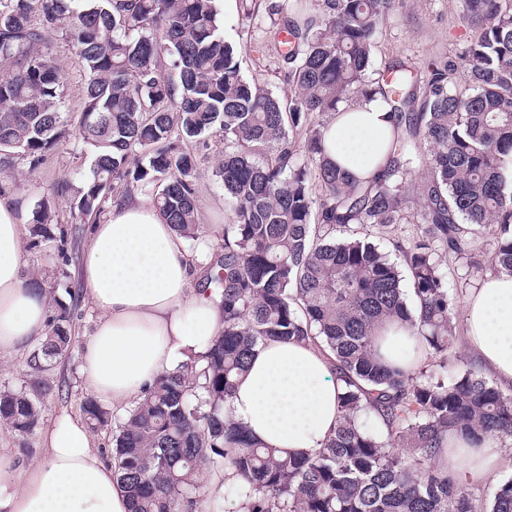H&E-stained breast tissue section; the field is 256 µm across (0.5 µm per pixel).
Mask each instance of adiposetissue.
<instances>
[{"label":"adipose tissue","mask_w":512,"mask_h":512,"mask_svg":"<svg viewBox=\"0 0 512 512\" xmlns=\"http://www.w3.org/2000/svg\"><path fill=\"white\" fill-rule=\"evenodd\" d=\"M393 131L381 98L358 100L327 122L325 154L351 174L368 176L384 163ZM209 259L208 251L189 252L158 209L138 197L112 205L94 224L80 277L99 316L83 342L81 373L113 407L138 401L158 376L200 359L223 330L220 295L194 286ZM25 265L14 207L0 198L1 355L45 330L46 296L28 285ZM463 317L483 368L502 387L512 386V275L486 273ZM341 390L321 349L272 341L255 352L224 415L281 455H304L335 429ZM44 444L43 458L25 468L0 448V512H129L125 489L98 457L81 418L59 416ZM447 460L449 472L465 482L481 481L503 464L494 437L479 450L449 452Z\"/></svg>","instance_id":"adipose-tissue-1"}]
</instances>
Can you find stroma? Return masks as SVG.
Wrapping results in <instances>:
<instances>
[{
	"mask_svg": "<svg viewBox=\"0 0 512 512\" xmlns=\"http://www.w3.org/2000/svg\"><path fill=\"white\" fill-rule=\"evenodd\" d=\"M292 0H221L224 36L236 45L241 71L253 85L288 99L294 88L288 80V67L283 60L285 47L275 31L281 18L291 11ZM477 29L464 19L463 0H392L391 8L380 22L373 44V77H381L389 64L404 61L414 80L426 83V63L430 58L455 57L463 44L474 39ZM49 50L64 79L66 110L78 116L84 89V74L76 51L64 40L53 38ZM209 154L197 176L198 222L202 227L198 239L187 240L186 247L195 252L207 248L220 252L224 226L229 221L225 206L224 186L216 175V165L224 155V142L218 132L208 135ZM89 167V158L81 151L63 149L49 155L37 168L28 164L0 173V195L10 199L23 230H30L33 211L46 201L62 228L68 229L67 249L82 256L90 243L92 218L75 213L68 200L52 196L50 188L58 180L80 181ZM49 244L25 247L28 270L39 271L45 290L68 284L75 305L72 331L77 342L69 356L51 364L45 376L51 390L44 398L38 427L22 437L0 426V448L9 449L22 464L37 461L42 452L46 429L61 414L80 415L81 404L91 396L80 373V342L88 336L98 317L84 293L79 264H65L49 254ZM489 245L478 249L474 263L448 259V286L462 297H469L489 270Z\"/></svg>",
	"mask_w": 512,
	"mask_h": 512,
	"instance_id": "35a3bbf8",
	"label": "stroma"
}]
</instances>
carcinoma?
Here are the masks:
<instances>
[{"label": "carcinoma", "instance_id": "obj_1", "mask_svg": "<svg viewBox=\"0 0 512 512\" xmlns=\"http://www.w3.org/2000/svg\"><path fill=\"white\" fill-rule=\"evenodd\" d=\"M464 4L481 33L455 60L431 59L421 92L401 63L392 80L370 78L391 0H319L313 15L284 17L296 87L285 102L244 78L215 0H0V170L35 168L71 141L89 169L78 183H55L53 195L99 216L150 190L194 239L199 150L207 132L224 136L216 176L232 223L199 282L221 295L224 330L203 365L157 378L117 425L96 400L81 405L91 431L116 428L115 476L130 512H195L200 490L226 470L243 512H512V479L484 508L439 463L450 435L474 448L489 435L512 441V391L457 355L462 300L443 267L487 233L490 266L512 275V0ZM51 33L84 66L75 126L46 49ZM378 94L400 133L387 165L357 178L326 160L315 118ZM54 219L38 205L33 246L57 239L64 257L67 235L49 234ZM394 224L417 227L393 240L398 262L368 241ZM50 301L28 361L36 373L75 343L72 307L59 294ZM393 326L410 338V363L378 350ZM269 341L315 344L343 383L336 430L308 457L283 458L224 418L238 377ZM41 416L38 393L0 390L1 426L28 436Z\"/></svg>", "mask_w": 512, "mask_h": 512}]
</instances>
